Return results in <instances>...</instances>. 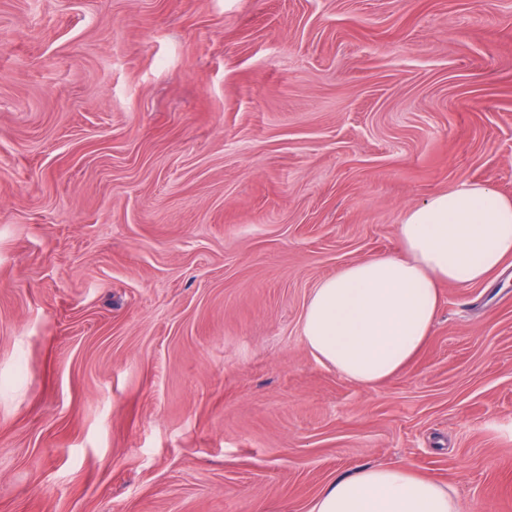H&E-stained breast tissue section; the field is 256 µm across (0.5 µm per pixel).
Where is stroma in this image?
Wrapping results in <instances>:
<instances>
[{"label":"stroma","mask_w":512,"mask_h":512,"mask_svg":"<svg viewBox=\"0 0 512 512\" xmlns=\"http://www.w3.org/2000/svg\"><path fill=\"white\" fill-rule=\"evenodd\" d=\"M463 181L512 198V0H0V512H512V255L376 385L302 338ZM308 512H459L448 486L409 466L367 465L330 481Z\"/></svg>","instance_id":"35a3bbf8"}]
</instances>
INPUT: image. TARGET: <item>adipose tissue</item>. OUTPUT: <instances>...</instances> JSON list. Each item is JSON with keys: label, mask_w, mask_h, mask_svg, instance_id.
I'll return each mask as SVG.
<instances>
[{"label": "adipose tissue", "mask_w": 512, "mask_h": 512, "mask_svg": "<svg viewBox=\"0 0 512 512\" xmlns=\"http://www.w3.org/2000/svg\"><path fill=\"white\" fill-rule=\"evenodd\" d=\"M399 252L345 265L321 280L302 334L315 359L374 385L420 352L439 309V287L484 282L512 253V200L463 181L409 208ZM308 512H459L447 485L409 466L367 465L330 481Z\"/></svg>", "instance_id": "1"}]
</instances>
